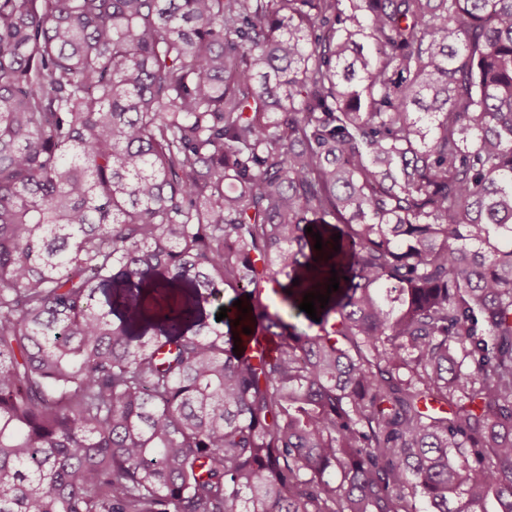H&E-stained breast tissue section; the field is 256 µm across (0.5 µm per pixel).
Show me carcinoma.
I'll use <instances>...</instances> for the list:
<instances>
[{
	"mask_svg": "<svg viewBox=\"0 0 512 512\" xmlns=\"http://www.w3.org/2000/svg\"><path fill=\"white\" fill-rule=\"evenodd\" d=\"M490 499L512 0H0V512Z\"/></svg>",
	"mask_w": 512,
	"mask_h": 512,
	"instance_id": "carcinoma-1",
	"label": "carcinoma"
}]
</instances>
